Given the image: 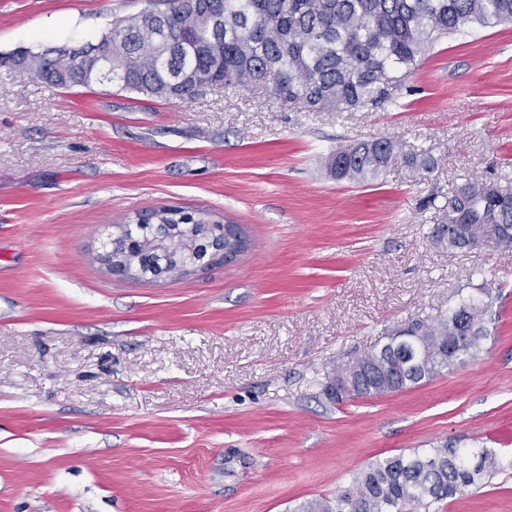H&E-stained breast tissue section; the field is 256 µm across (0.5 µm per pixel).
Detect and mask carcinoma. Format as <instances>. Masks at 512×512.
Listing matches in <instances>:
<instances>
[{
  "label": "carcinoma",
  "instance_id": "1",
  "mask_svg": "<svg viewBox=\"0 0 512 512\" xmlns=\"http://www.w3.org/2000/svg\"><path fill=\"white\" fill-rule=\"evenodd\" d=\"M512 22V0H148L140 12L112 20L102 36L121 59L104 79L92 63L44 57L28 48L1 56L21 73L61 89L94 84L165 101L194 99L227 86L264 87L282 105L302 112H340L373 104L439 40L477 27ZM168 34L172 42L161 43ZM122 35L124 40L116 42ZM417 156L391 139L338 145L327 159L337 180L374 178L382 167ZM430 171L434 162L422 160ZM138 224L112 225L102 251L132 256L141 282L204 261L224 239V224L207 210L154 209ZM478 230L477 240L512 238V190L470 182L448 198L446 231ZM487 302L472 297L437 325L416 321L399 331L413 353L411 366L384 384L364 382L358 396L386 395L413 387L448 368V345L467 331L464 354L476 356L488 335ZM512 469V457L488 448H435L369 463L336 498L311 499L300 512H429L485 478Z\"/></svg>",
  "mask_w": 512,
  "mask_h": 512
}]
</instances>
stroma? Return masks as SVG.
Instances as JSON below:
<instances>
[{
  "label": "stroma",
  "instance_id": "obj_1",
  "mask_svg": "<svg viewBox=\"0 0 512 512\" xmlns=\"http://www.w3.org/2000/svg\"><path fill=\"white\" fill-rule=\"evenodd\" d=\"M146 0H0V55L97 41ZM436 162L336 180L337 145ZM512 187V23L435 43L387 101L300 112L230 86L163 101L0 65V512H296L370 462L450 445L512 454V246L449 251L467 182ZM163 206L241 225L233 262L155 285L94 255ZM473 296L480 352L341 405L337 364ZM512 512V470L438 503Z\"/></svg>",
  "mask_w": 512,
  "mask_h": 512
}]
</instances>
